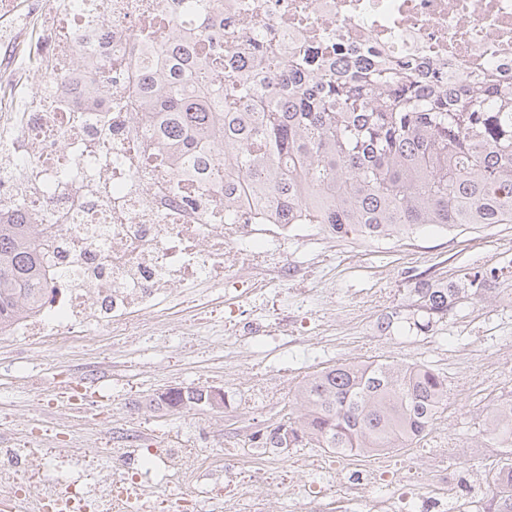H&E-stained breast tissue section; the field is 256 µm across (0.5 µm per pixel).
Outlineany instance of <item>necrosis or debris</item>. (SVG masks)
I'll return each instance as SVG.
<instances>
[{
    "label": "necrosis or debris",
    "instance_id": "obj_1",
    "mask_svg": "<svg viewBox=\"0 0 512 512\" xmlns=\"http://www.w3.org/2000/svg\"><path fill=\"white\" fill-rule=\"evenodd\" d=\"M231 23L224 44L248 57L263 31L278 60L336 44L337 67L371 58L409 60L418 72L442 70L449 83L493 76L512 82V0H224ZM172 26L163 0H77L67 7L64 38L38 36L33 51L55 58L50 79L22 104L21 124L0 125V217L37 225L47 254L41 299L0 333L48 336L59 347L98 328L149 336L152 313L173 289L224 293V333L284 336L303 305L290 285L310 277L290 248L313 237L332 240L324 224H281L273 208L239 198L224 219V181L178 168L155 126L136 114L134 78ZM124 442L136 466L105 485L80 481L69 456L29 471L32 448H0V484L29 488L52 479L51 498H31L32 512H199L202 501L232 503L230 482L207 485L203 499L183 485L200 472L197 458L164 449L166 500L147 494L154 469L138 436ZM390 484V512H443L449 500L379 469L353 476L342 499L366 512L362 486Z\"/></svg>",
    "mask_w": 512,
    "mask_h": 512
}]
</instances>
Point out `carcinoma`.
<instances>
[{
    "instance_id": "carcinoma-1",
    "label": "carcinoma",
    "mask_w": 512,
    "mask_h": 512,
    "mask_svg": "<svg viewBox=\"0 0 512 512\" xmlns=\"http://www.w3.org/2000/svg\"><path fill=\"white\" fill-rule=\"evenodd\" d=\"M197 17V50L161 37L172 72L151 76L142 117L158 112L182 166L237 180L224 196L271 202L284 224H326L367 240L512 224V83L420 79L407 62L343 70L318 50L285 62L255 39L251 56L224 65V0H177ZM42 254L29 224L0 223V322L34 307ZM414 329L448 314L466 294L432 281L415 289ZM203 391L171 389L170 408ZM295 398L302 420L264 434L274 448H325L372 457L423 440L448 406V381L424 364L338 363L308 375ZM487 429L508 448L483 512H512V410L492 407Z\"/></svg>"
}]
</instances>
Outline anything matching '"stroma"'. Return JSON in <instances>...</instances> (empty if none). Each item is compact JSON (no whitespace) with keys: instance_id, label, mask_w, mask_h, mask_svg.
<instances>
[{"instance_id":"35a3bbf8","label":"stroma","mask_w":512,"mask_h":512,"mask_svg":"<svg viewBox=\"0 0 512 512\" xmlns=\"http://www.w3.org/2000/svg\"><path fill=\"white\" fill-rule=\"evenodd\" d=\"M292 257L314 265L307 307L326 316L324 330L297 326L295 335L230 369L226 337L193 333L197 323L221 319L224 300L216 290L203 301L182 296L170 304L169 318L186 328L183 336L162 329L116 341L106 333L60 349L49 340L27 344L0 335V438L65 455L92 452L97 482L113 471L108 429L115 424L140 430L151 447L187 449L210 467L223 464L229 445L246 463L279 462L248 481L247 495L229 512H297L278 486L303 485L338 460L321 448H274L256 441V433L300 415L293 390L314 371L366 358L418 363L446 376L448 407L421 443L384 459L391 472L415 480L454 476L463 491L447 512H475L504 455L483 433L487 413L512 402V224L427 230L411 239L347 236L328 246L308 241ZM491 269L490 286L455 300L429 331L409 330L417 283L458 288L465 276ZM394 312L392 328L381 329ZM89 369L97 372L95 392L78 404L62 403L60 391ZM172 388L220 392L229 405L177 414L153 408Z\"/></svg>"}]
</instances>
